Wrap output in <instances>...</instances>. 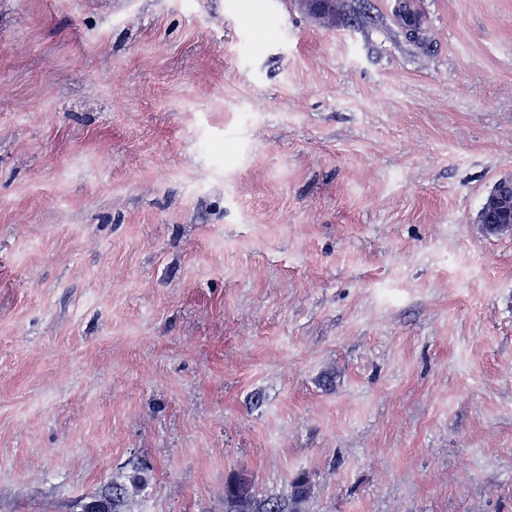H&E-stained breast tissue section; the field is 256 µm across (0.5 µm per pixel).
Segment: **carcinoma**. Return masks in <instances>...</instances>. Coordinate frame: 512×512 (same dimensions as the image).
Segmentation results:
<instances>
[{
    "label": "carcinoma",
    "mask_w": 512,
    "mask_h": 512,
    "mask_svg": "<svg viewBox=\"0 0 512 512\" xmlns=\"http://www.w3.org/2000/svg\"><path fill=\"white\" fill-rule=\"evenodd\" d=\"M339 0H327L317 20L328 26L341 22ZM309 477L300 473L288 485L285 501H263L256 496L252 480L243 473H232L224 484V512H303L311 495Z\"/></svg>",
    "instance_id": "carcinoma-1"
}]
</instances>
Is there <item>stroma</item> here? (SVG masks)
I'll use <instances>...</instances> for the list:
<instances>
[{
  "mask_svg": "<svg viewBox=\"0 0 512 512\" xmlns=\"http://www.w3.org/2000/svg\"><path fill=\"white\" fill-rule=\"evenodd\" d=\"M0 0V512H512V0ZM415 3L412 5V9H408L406 11L407 14L411 15L412 18L415 20L414 24L412 26H415L416 28H424L425 35L421 38H415L409 36L407 33L404 32V29L408 26L406 25L402 20V15L397 13V10L395 9V16L396 19L401 27L402 33L405 37V39L413 45L420 53L422 54H428L430 52L429 48V37L427 35L426 27L424 26V20L422 13L415 7ZM477 223L488 233L512 232V174L497 180L488 192ZM309 477L300 473L288 485V495L281 501H262L256 496L252 480L243 473H232L224 484V512H303L311 495Z\"/></svg>",
  "mask_w": 512,
  "mask_h": 512,
  "instance_id": "obj_1",
  "label": "stroma"
}]
</instances>
